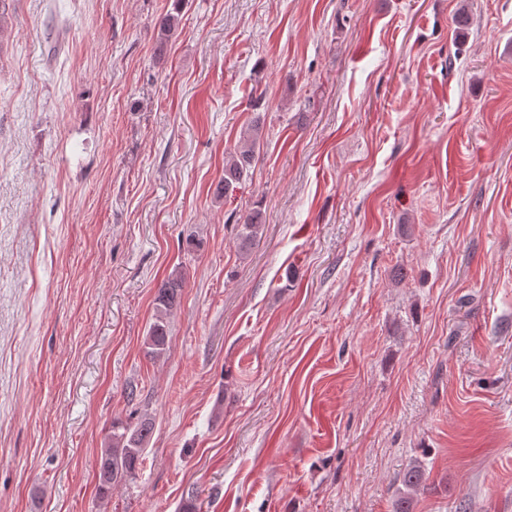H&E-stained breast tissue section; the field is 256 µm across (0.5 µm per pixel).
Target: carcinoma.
<instances>
[{"label":"carcinoma","mask_w":512,"mask_h":512,"mask_svg":"<svg viewBox=\"0 0 512 512\" xmlns=\"http://www.w3.org/2000/svg\"><path fill=\"white\" fill-rule=\"evenodd\" d=\"M184 0H175V13L165 15L160 22V39L166 41L178 27V16ZM261 144L260 121L250 126L243 143L224 160V184L217 194L225 196L250 173L256 152ZM262 228L261 213L248 212L238 225L237 246L245 254L254 244ZM183 280L178 276L164 279L153 299L154 318L144 340L145 348L152 357L163 355L168 348V316L181 298ZM154 431L153 419L142 416L133 424L114 423L105 447L97 458V494L105 501L112 495V487L135 476L143 461L144 453ZM426 481V470L421 462L409 464L402 477V488L393 500V512H413L414 496Z\"/></svg>","instance_id":"1"}]
</instances>
